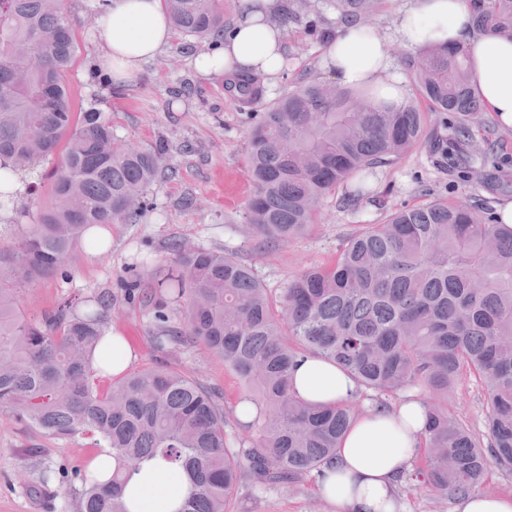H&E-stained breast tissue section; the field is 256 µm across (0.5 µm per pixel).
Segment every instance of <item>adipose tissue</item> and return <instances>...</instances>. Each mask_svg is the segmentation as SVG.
Here are the masks:
<instances>
[{
  "instance_id": "ef3b65f1",
  "label": "adipose tissue",
  "mask_w": 512,
  "mask_h": 512,
  "mask_svg": "<svg viewBox=\"0 0 512 512\" xmlns=\"http://www.w3.org/2000/svg\"><path fill=\"white\" fill-rule=\"evenodd\" d=\"M283 8V0H239L223 42L196 54L195 69L227 79L248 74L274 84L286 62L284 30L273 21ZM95 31L96 67L118 88L175 37L163 0H111ZM394 43L465 46L475 92L499 125L512 127V42L478 32L469 0H409L383 33L342 25L320 66L336 87L380 86L399 103L409 92V81L390 52ZM292 390L310 403L337 404L351 397L355 384L335 365L309 357L295 367ZM424 424L423 406L413 398L360 415L341 441L335 462L320 476L319 493L337 512H398L395 489L418 449ZM189 491L180 467L156 459L132 473L125 495L130 512H178Z\"/></svg>"
}]
</instances>
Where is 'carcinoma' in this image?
Segmentation results:
<instances>
[{
  "label": "carcinoma",
  "instance_id": "carcinoma-1",
  "mask_svg": "<svg viewBox=\"0 0 512 512\" xmlns=\"http://www.w3.org/2000/svg\"><path fill=\"white\" fill-rule=\"evenodd\" d=\"M478 2V28L512 40V0ZM377 3L322 0V8L363 25ZM164 4L186 35L224 36V0ZM74 52L64 0H0V183L27 175L66 142L52 172L55 205L14 245L0 247V410L50 435H96L112 449L120 467L102 484L84 478L80 512H129L124 484L156 456L190 480L178 512H230L242 488L260 493L320 477L362 395L396 397L415 386L430 400L411 486L458 496L484 483L491 468H512V227L461 199L391 210L350 237L334 263L303 271L278 292L221 250L171 246V264L152 274L155 345L203 346L242 379L259 406L248 446L227 442L215 395L179 372L146 369L98 390L95 354L112 321V293L86 298L77 313L66 302L36 320L21 311L18 290L61 273L74 245H102L90 229L137 221L150 208L147 190L167 145L129 147L95 107L72 112L66 75ZM406 64L416 100L387 105L373 89L311 82L254 113L247 153L254 193L244 219L261 243L303 234L340 189L350 205L368 195L366 178L427 136L420 100L452 116L456 163L470 166L483 104L465 50L432 46ZM228 88L246 103L262 102L252 76ZM304 357L343 370L354 395L330 406L295 396L292 371ZM466 375L486 387V443L448 410V390Z\"/></svg>",
  "mask_w": 512,
  "mask_h": 512
}]
</instances>
